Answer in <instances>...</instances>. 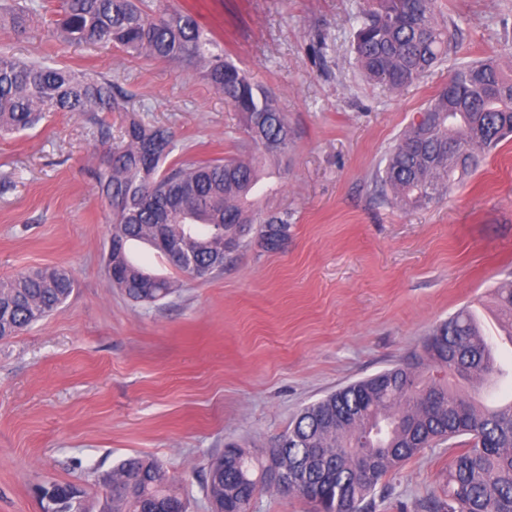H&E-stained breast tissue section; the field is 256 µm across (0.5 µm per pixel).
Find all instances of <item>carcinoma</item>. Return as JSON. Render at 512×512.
<instances>
[{"mask_svg":"<svg viewBox=\"0 0 512 512\" xmlns=\"http://www.w3.org/2000/svg\"><path fill=\"white\" fill-rule=\"evenodd\" d=\"M4 9L20 27L48 11L43 0H11ZM355 63L372 82L400 91L447 57L454 41L437 19V0H363L354 16ZM63 40L113 44L136 57L176 62L202 74L243 115L247 154L224 160L174 159L173 136L131 117L120 146L97 179L112 205L111 237L153 244L158 235L191 247L206 266L224 264L227 247L255 232L269 250L288 235V214L266 218L252 196L263 161L292 144L287 116L251 73L224 56L193 16L166 0H61L52 21ZM129 100L103 76L47 61L0 56V133L34 126L47 112H131ZM512 134V71L495 59L456 66L390 149L381 182L395 204L417 206L448 190L454 175L478 168ZM114 282L131 300L153 304L181 284L155 277L129 259ZM64 269L37 268L0 279V340L20 334L59 310L73 292ZM499 322L512 337V286L495 291ZM474 310L464 307L424 340L417 365H396L304 407L281 443L289 488L264 481L265 464L234 443L210 464L204 487L212 512H250L252 498L275 490L296 495L313 512H365L368 498L391 472L441 441L470 436L450 454L442 495L429 512H512V401L486 407L448 385V375L479 383L500 373L485 353ZM99 512H185L156 460L130 457L99 479ZM56 495L82 500L71 483Z\"/></svg>","mask_w":512,"mask_h":512,"instance_id":"cac0c4a2","label":"carcinoma"}]
</instances>
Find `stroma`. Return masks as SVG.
I'll return each instance as SVG.
<instances>
[{"label":"stroma","mask_w":512,"mask_h":512,"mask_svg":"<svg viewBox=\"0 0 512 512\" xmlns=\"http://www.w3.org/2000/svg\"><path fill=\"white\" fill-rule=\"evenodd\" d=\"M362 0H175L225 54L277 98L294 129L268 162L264 215L287 214L276 252L256 238L223 270L137 304L106 274L112 209L97 172L125 113L50 112L0 136V279L57 267L74 290L53 315L0 340V512H44L37 487L69 482L95 505L98 474L158 459L188 512H210L203 479L226 442L253 456L307 404L423 354L424 338L469 305L500 335L493 291L512 285V139L429 204L402 208L379 173L404 128L452 67L512 65V0H438L458 48L408 88L368 83L353 63ZM49 57L98 73L142 119L168 129L175 158L238 155L242 119L180 64L51 36L43 18L14 28L0 54ZM439 443L388 475L373 512H425L442 486Z\"/></svg>","instance_id":"stroma-1"}]
</instances>
